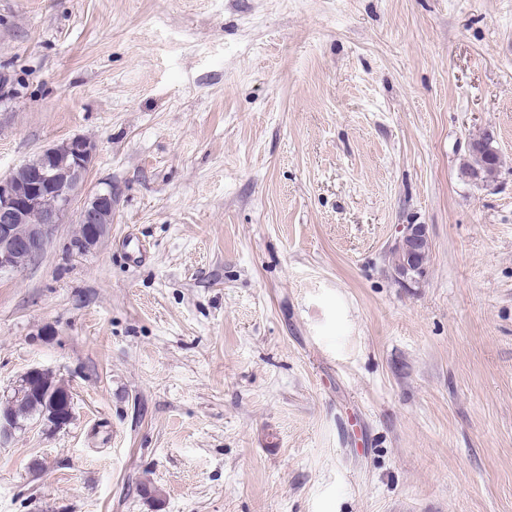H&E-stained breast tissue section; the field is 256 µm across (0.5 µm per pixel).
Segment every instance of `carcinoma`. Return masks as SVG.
Masks as SVG:
<instances>
[{
    "mask_svg": "<svg viewBox=\"0 0 512 512\" xmlns=\"http://www.w3.org/2000/svg\"><path fill=\"white\" fill-rule=\"evenodd\" d=\"M12 399L14 404L11 414L17 419L31 414H42L46 416L47 421L56 425L60 423L62 415L68 422L73 417L71 396L47 372L38 378L37 385H21L14 389Z\"/></svg>",
    "mask_w": 512,
    "mask_h": 512,
    "instance_id": "cac0c4a2",
    "label": "carcinoma"
}]
</instances>
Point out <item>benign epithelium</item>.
<instances>
[{
	"label": "benign epithelium",
	"instance_id": "7a95c632",
	"mask_svg": "<svg viewBox=\"0 0 512 512\" xmlns=\"http://www.w3.org/2000/svg\"><path fill=\"white\" fill-rule=\"evenodd\" d=\"M95 153L92 139L76 136L44 150L0 182V273L21 271L37 260L52 227L73 207L76 223L85 227L76 243L78 250L91 248L105 237L112 224V189L97 190L77 203ZM396 246L405 253L396 277L403 283L419 282L431 249L427 225H401Z\"/></svg>",
	"mask_w": 512,
	"mask_h": 512
}]
</instances>
